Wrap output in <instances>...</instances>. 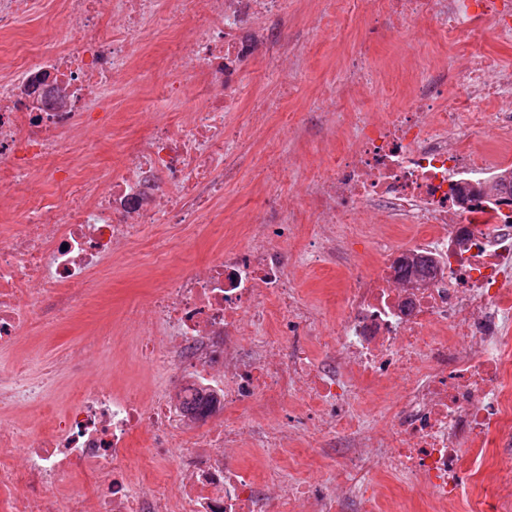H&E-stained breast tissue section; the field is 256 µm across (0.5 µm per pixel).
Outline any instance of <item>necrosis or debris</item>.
Segmentation results:
<instances>
[{
    "instance_id": "necrosis-or-debris-1",
    "label": "necrosis or debris",
    "mask_w": 512,
    "mask_h": 512,
    "mask_svg": "<svg viewBox=\"0 0 512 512\" xmlns=\"http://www.w3.org/2000/svg\"><path fill=\"white\" fill-rule=\"evenodd\" d=\"M54 43L0 64V347H24L33 323L73 316L107 283L91 281L148 229L205 223L249 152L226 120L246 63L265 57L282 92L296 84L279 22L288 0H60ZM121 33L108 31L111 18ZM387 31L408 37L432 18L449 37L512 35V0H383ZM183 30L167 57L162 99L187 120L158 118L107 172L89 166L112 133V93L137 90L132 64L151 29ZM367 45L344 84L321 89L333 112L346 88L385 97ZM512 71L470 53L423 72L384 111L354 113L349 147L303 170L288 197L276 160L268 194L242 242L164 277L144 305L97 330L99 349L134 329L138 358L162 385L117 388L78 347L32 374L0 372V512H387L371 468L404 479L429 512H512ZM48 180L60 200L30 194ZM307 224H300L299 213ZM309 235L305 264L344 281L326 324L297 286L284 243ZM367 244L359 253L357 244ZM319 337L314 359L299 344ZM79 375L65 407L62 375ZM396 379L385 402L378 386ZM287 423H257L260 405ZM271 454L296 440L336 451L326 484L304 472L267 496L230 464L242 433ZM163 463L173 483L141 474ZM103 480L97 495L59 499L65 477Z\"/></svg>"
}]
</instances>
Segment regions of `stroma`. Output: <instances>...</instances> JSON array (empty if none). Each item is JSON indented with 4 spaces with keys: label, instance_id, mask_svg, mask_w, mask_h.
I'll return each instance as SVG.
<instances>
[{
    "label": "stroma",
    "instance_id": "35a3bbf8",
    "mask_svg": "<svg viewBox=\"0 0 512 512\" xmlns=\"http://www.w3.org/2000/svg\"><path fill=\"white\" fill-rule=\"evenodd\" d=\"M318 10L316 0H303L301 5L290 7L282 22L284 36L297 56L300 72L292 95L282 97L284 109L309 113L310 118L299 129L288 130L273 115L267 122L265 133L266 140L282 141L289 163L296 165L298 171L315 167L344 150L347 141L343 132L351 113L374 112L378 109L377 102L368 93L353 91L338 102L334 114L316 116L312 113L313 99L323 85L333 80L343 81L346 65L359 42L365 40L370 45L367 66L385 81L400 87L428 66L450 63L469 53L465 42L449 39L445 30L428 18L416 25L407 40L398 42L384 32L375 31L372 5H360L351 16L344 18V34L338 39L329 31L317 29ZM52 34L49 19L22 18L12 31L0 32V62H11L18 47L49 42ZM266 67L267 63L262 59L246 66V89L241 108L229 117L241 137H248L250 133V111L256 101L263 97H280L278 87L253 79L256 72ZM156 96V87L148 86L127 97L113 110L112 124L119 136L98 143L90 157L95 166L111 168L122 142L132 143L147 135L159 113ZM263 150V142L256 143L252 152L242 160L241 179L225 187L223 208L213 216L212 227L200 226L192 231L185 244V261L206 260L219 246L217 237L221 223L250 216L260 208L265 194L256 171L262 163ZM156 258L157 253L149 240L134 245L130 250L128 268L114 269L107 276V303L92 299L68 320L51 327L34 324L29 349L43 357H51L85 340L89 328L101 324L108 317H119L134 301L153 291L158 278L153 271ZM297 281L309 300L324 306L327 319H334L340 287L335 275L313 272L301 266L297 269ZM279 463L282 473H290L293 468L299 467L319 483L330 481L337 465L334 456L306 446L288 449L280 456Z\"/></svg>",
    "mask_w": 512,
    "mask_h": 512
}]
</instances>
